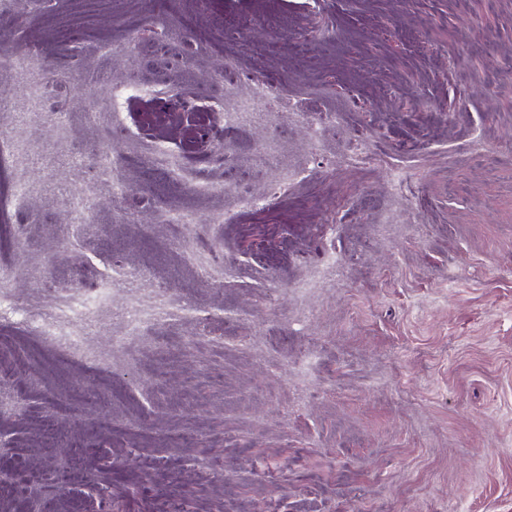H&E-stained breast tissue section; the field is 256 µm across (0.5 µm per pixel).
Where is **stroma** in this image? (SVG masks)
Returning a JSON list of instances; mask_svg holds the SVG:
<instances>
[{
    "instance_id": "stroma-1",
    "label": "stroma",
    "mask_w": 512,
    "mask_h": 512,
    "mask_svg": "<svg viewBox=\"0 0 512 512\" xmlns=\"http://www.w3.org/2000/svg\"><path fill=\"white\" fill-rule=\"evenodd\" d=\"M83 2L0 7V285L109 283L0 321L6 512H512V0ZM92 305L87 300L71 303L56 319L42 321L37 333L48 341L65 344L73 355H87L89 350L84 336H79L70 330V324L76 319L90 320Z\"/></svg>"
}]
</instances>
